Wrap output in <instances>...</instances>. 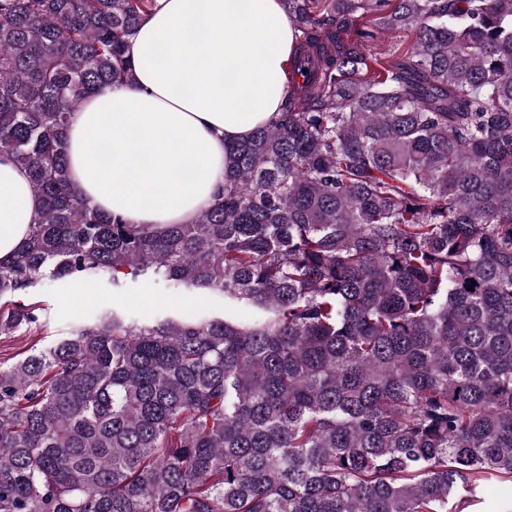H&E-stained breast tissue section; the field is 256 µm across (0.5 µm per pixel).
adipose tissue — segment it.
Here are the masks:
<instances>
[{
  "mask_svg": "<svg viewBox=\"0 0 512 512\" xmlns=\"http://www.w3.org/2000/svg\"><path fill=\"white\" fill-rule=\"evenodd\" d=\"M295 35L281 0H159L129 44L133 85L72 117L76 194L133 224L192 223L224 184L226 147L279 112ZM40 207L27 173L0 160L1 260Z\"/></svg>",
  "mask_w": 512,
  "mask_h": 512,
  "instance_id": "adipose-tissue-1",
  "label": "adipose tissue"
}]
</instances>
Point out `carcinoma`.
Masks as SVG:
<instances>
[{"mask_svg": "<svg viewBox=\"0 0 512 512\" xmlns=\"http://www.w3.org/2000/svg\"><path fill=\"white\" fill-rule=\"evenodd\" d=\"M282 3L281 112L193 223L130 224L73 191L67 128L157 0H0V158L42 199L0 335L45 283L224 299L0 362V512H468L512 481V0Z\"/></svg>", "mask_w": 512, "mask_h": 512, "instance_id": "1", "label": "carcinoma"}]
</instances>
